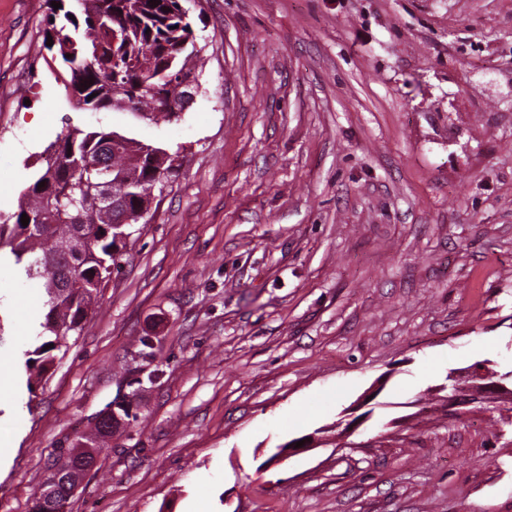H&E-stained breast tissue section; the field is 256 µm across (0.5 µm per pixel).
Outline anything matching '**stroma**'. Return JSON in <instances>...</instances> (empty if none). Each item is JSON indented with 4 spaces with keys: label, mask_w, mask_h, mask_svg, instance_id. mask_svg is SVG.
<instances>
[{
    "label": "stroma",
    "mask_w": 512,
    "mask_h": 512,
    "mask_svg": "<svg viewBox=\"0 0 512 512\" xmlns=\"http://www.w3.org/2000/svg\"><path fill=\"white\" fill-rule=\"evenodd\" d=\"M183 5L199 88L155 122L73 106L50 0H0V221L67 126L182 159L33 395L44 297L0 258V512L115 400L69 512H512V427L438 402L512 370V0Z\"/></svg>",
    "instance_id": "obj_1"
}]
</instances>
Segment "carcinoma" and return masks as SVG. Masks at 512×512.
I'll list each match as a JSON object with an SVG mask.
<instances>
[{
  "instance_id": "1",
  "label": "carcinoma",
  "mask_w": 512,
  "mask_h": 512,
  "mask_svg": "<svg viewBox=\"0 0 512 512\" xmlns=\"http://www.w3.org/2000/svg\"><path fill=\"white\" fill-rule=\"evenodd\" d=\"M84 28L64 19L74 33L57 27L52 11L49 29L53 45L46 47L71 72L64 88L76 89L84 105L94 109H132L148 119L179 118L169 104L182 94L180 86L196 81L200 49L189 12L182 0H75ZM95 58L93 68L86 60ZM46 165L22 191V201L10 219L0 223V251L9 250L26 279L42 290L45 313L37 336L41 344L25 352L23 372L29 393L41 384L56 354H66L69 339L81 331L102 281L118 267L129 228L147 214L153 194L148 187L163 183L157 176L172 168L173 154L117 131H67L44 150ZM44 186H39V183ZM122 203L128 223H115L110 200ZM46 214L47 229L33 234L20 222L22 214ZM131 404L107 408L87 436L68 448L50 453L44 482L33 494L31 512H68L65 485L94 466L90 451L101 452L123 419L135 420Z\"/></svg>"
}]
</instances>
